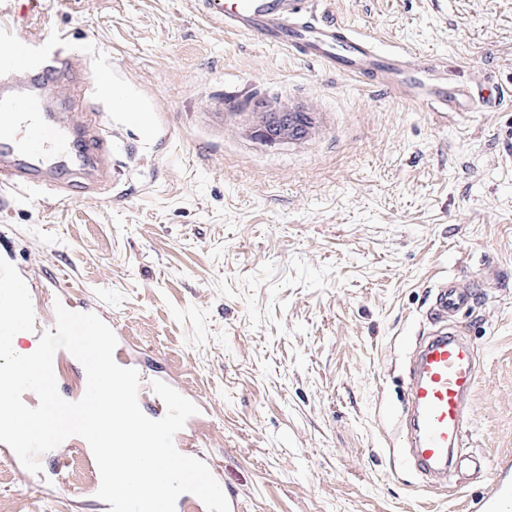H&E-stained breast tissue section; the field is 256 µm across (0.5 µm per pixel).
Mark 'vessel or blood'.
<instances>
[{
    "mask_svg": "<svg viewBox=\"0 0 512 512\" xmlns=\"http://www.w3.org/2000/svg\"><path fill=\"white\" fill-rule=\"evenodd\" d=\"M314 2L198 0V5L228 29L286 46L328 70L412 95L441 113L476 108L495 112L512 102V85L492 86L486 73L458 82L449 78L447 66L432 58L409 69L408 49L382 51L375 36L317 14ZM69 76L64 58L56 52L0 69L1 188L41 194L68 177L80 190L94 172L96 157L108 147L107 136L100 131L84 133L40 110L43 93ZM488 284L483 275L435 284L427 314L431 327L411 358L403 407L405 441L422 471L447 479L471 463L486 468L489 487L472 499L471 512H512V459L501 458L489 467L483 459L458 450L476 381L474 346L460 319Z\"/></svg>",
    "mask_w": 512,
    "mask_h": 512,
    "instance_id": "b4317fda",
    "label": "vessel or blood"
}]
</instances>
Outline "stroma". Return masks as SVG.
<instances>
[{"mask_svg":"<svg viewBox=\"0 0 512 512\" xmlns=\"http://www.w3.org/2000/svg\"><path fill=\"white\" fill-rule=\"evenodd\" d=\"M385 48L488 65L512 85V0H323ZM0 25L58 38L71 80L51 111L90 125L101 66L136 99L111 186L52 206L0 193V257L33 310L102 307L125 359L207 408L186 438L244 512H468L488 479L421 474L395 434L409 345L438 280L492 271L464 319L477 349L466 453L512 457V107L442 119L392 91L224 28L195 0H0ZM277 98L316 113L306 140L266 144L239 113ZM70 485L0 458V512H110L89 448Z\"/></svg>","mask_w":512,"mask_h":512,"instance_id":"obj_1","label":"stroma"}]
</instances>
